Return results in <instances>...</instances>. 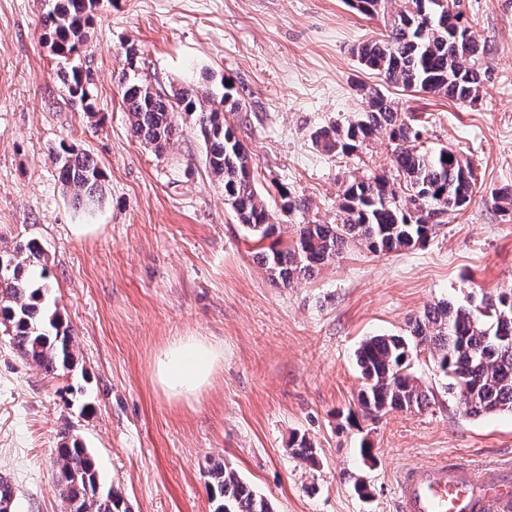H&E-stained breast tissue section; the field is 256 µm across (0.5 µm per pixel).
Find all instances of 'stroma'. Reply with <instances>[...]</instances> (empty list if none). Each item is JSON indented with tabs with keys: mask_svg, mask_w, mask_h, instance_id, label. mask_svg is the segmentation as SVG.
Listing matches in <instances>:
<instances>
[{
	"mask_svg": "<svg viewBox=\"0 0 512 512\" xmlns=\"http://www.w3.org/2000/svg\"><path fill=\"white\" fill-rule=\"evenodd\" d=\"M45 0H0V258L39 243L29 273L48 283L74 336V359L45 374L0 328V473L13 512H66L53 490L56 450L79 439L104 487L129 512H213L217 462L267 498L274 512H399L405 470L443 460L512 467V413L471 418L429 354L415 374L421 410L363 417L355 351L374 335H402L435 303L512 288V0H462L487 52L474 105L387 87L420 120L425 148L470 163L478 190L428 243L396 253L353 247L284 287L257 262L244 228L206 165L197 115L162 155L134 138L122 105L125 48L136 75L168 91L219 89L240 103L231 121L273 216L281 192L305 199L292 224H332L355 177L391 173L387 137L350 156L311 141L316 128L363 112L354 86L372 82L356 46L380 32L344 0H99L80 60L97 119L70 100L41 16ZM76 146L105 174L104 198L76 207L52 151ZM205 337L224 361L198 402L169 399L153 376L173 337ZM305 436L316 464L289 450ZM375 464H364L360 440ZM365 478L368 497L355 489Z\"/></svg>",
	"mask_w": 512,
	"mask_h": 512,
	"instance_id": "stroma-1",
	"label": "stroma"
}]
</instances>
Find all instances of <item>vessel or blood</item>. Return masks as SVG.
<instances>
[{"instance_id":"obj_1","label":"vessel or blood","mask_w":512,"mask_h":512,"mask_svg":"<svg viewBox=\"0 0 512 512\" xmlns=\"http://www.w3.org/2000/svg\"><path fill=\"white\" fill-rule=\"evenodd\" d=\"M400 512H512V471L439 462L406 471Z\"/></svg>"}]
</instances>
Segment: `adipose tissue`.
<instances>
[{"label":"adipose tissue","mask_w":512,"mask_h":512,"mask_svg":"<svg viewBox=\"0 0 512 512\" xmlns=\"http://www.w3.org/2000/svg\"><path fill=\"white\" fill-rule=\"evenodd\" d=\"M224 360L223 350L200 336H180L155 358L153 371L173 400L197 402Z\"/></svg>","instance_id":"1"}]
</instances>
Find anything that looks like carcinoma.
Here are the masks:
<instances>
[{
  "label": "carcinoma",
  "mask_w": 512,
  "mask_h": 512,
  "mask_svg": "<svg viewBox=\"0 0 512 512\" xmlns=\"http://www.w3.org/2000/svg\"><path fill=\"white\" fill-rule=\"evenodd\" d=\"M346 0L356 12L382 22L384 32L356 49L358 63L384 83L411 92L445 97L459 104L478 101L484 72L479 60L485 45L472 26L459 18L448 23L439 0ZM94 0H48L41 22L57 57L64 88L81 110L96 114L89 74L77 61L85 41ZM198 94L194 87L172 94L148 92L143 81L124 79L122 102L133 135L155 154L166 150L177 134L175 114L199 113V132L213 176L224 185V197L250 239L261 242L255 257L272 279L283 286L311 276L356 243L374 254H389L428 242L451 212L471 201L476 175L468 162L448 147H420L421 126L401 113L376 86L358 87L366 110L356 120L321 127L311 133L327 154L351 155L379 134L393 146V167L405 182L402 197L387 175L353 178L343 188L334 224L288 225L272 221L254 186V163L226 114L239 109L232 87ZM58 178L73 201L102 202L104 172L98 163L72 146L53 154ZM42 252L28 242L16 246L13 268L0 274V318L9 324L11 339L47 374L67 368L74 336L58 312L44 304L49 286H33L26 269ZM430 352L434 366L448 380L465 415L478 418L512 412V289L485 294L476 304L440 301L411 320L407 335H375L356 351L363 388L359 404L364 416L377 418L391 410L421 408L429 395L411 371L414 352ZM292 454L313 462L316 448L304 437L293 441ZM54 491L74 512H128L120 494L104 489L93 456L78 439L57 449ZM213 481V512H273L268 500L221 463L208 470Z\"/></svg>",
  "instance_id": "1"
}]
</instances>
